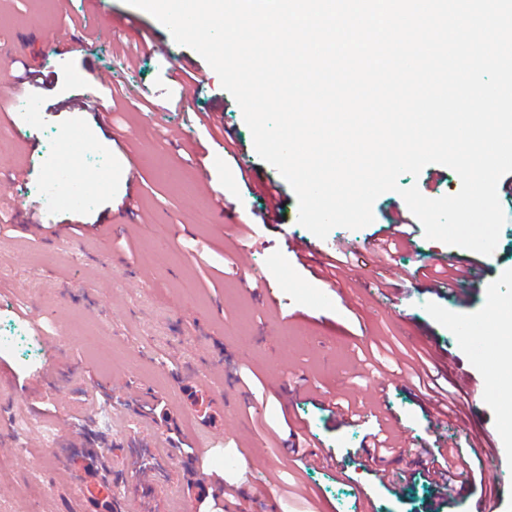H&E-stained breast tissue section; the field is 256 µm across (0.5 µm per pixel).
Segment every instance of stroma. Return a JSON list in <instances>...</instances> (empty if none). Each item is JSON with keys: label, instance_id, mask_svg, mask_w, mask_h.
Wrapping results in <instances>:
<instances>
[{"label": "stroma", "instance_id": "stroma-1", "mask_svg": "<svg viewBox=\"0 0 512 512\" xmlns=\"http://www.w3.org/2000/svg\"><path fill=\"white\" fill-rule=\"evenodd\" d=\"M104 33L92 52L73 47L57 56L50 38L72 31L82 17V0H0V512H75L70 487L85 476L94 484L84 512L114 505L133 488L130 474L114 463L126 448L163 442L173 460L150 458L180 477L216 478L238 485L247 512H359L369 499L373 512H431L433 492L423 467L402 458L406 492L396 495L363 466L360 446L374 420L349 423L321 404L336 397L378 399L397 422L401 448L423 439L472 442L483 448L485 475L512 480V426L500 385L512 384V195L499 192L505 215L489 258L482 290L460 304L455 295L415 282L411 274L441 257L462 255L459 247L418 235L391 264L400 277L389 299L369 292L382 268L364 246L379 236L397 192L380 195L373 220L364 228H334L319 245L334 252L347 244L356 265L341 280L337 297L283 247L285 233L313 235L298 222L296 197H289L285 225L263 223L267 201L255 190L271 167L257 155L242 111L216 72L196 51L182 47L195 69L193 96L166 72L176 59L140 57L124 68L113 50L131 43L122 23L136 21L144 37L162 33L154 17L125 0H109ZM43 73L42 87L16 89L23 62ZM96 87L157 92L160 111L146 118L126 109L124 136L95 128L93 113L72 100ZM180 100L178 111L168 110ZM35 106L42 124L32 129L25 110ZM214 112L236 138V157L224 152L199 112ZM81 139L65 136L73 124ZM102 169L89 203H64L29 224L26 203L41 200L40 181L49 180L54 156ZM226 194L240 223L250 225L247 247L231 251L224 226L209 211L200 181ZM132 198L133 212L122 211ZM81 221V230L71 227ZM234 273L222 276L224 267ZM261 270L264 288H245L243 271ZM401 349L431 352L448 387L461 396L456 416L434 425L427 398L406 378L379 373L393 362L386 350H371L375 335ZM209 378L224 397V427L210 430L191 422L183 374ZM306 391L288 393L296 376ZM157 396L180 415L182 428L138 416L139 391ZM300 420L317 447L334 463H295L268 447L265 429ZM197 448L191 459L188 448ZM64 465L43 462L45 451Z\"/></svg>", "mask_w": 512, "mask_h": 512}]
</instances>
